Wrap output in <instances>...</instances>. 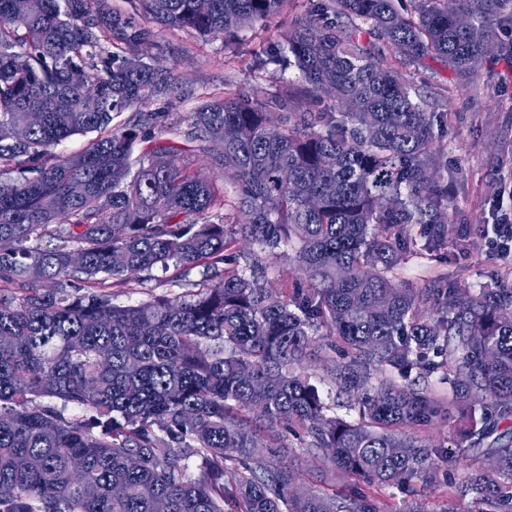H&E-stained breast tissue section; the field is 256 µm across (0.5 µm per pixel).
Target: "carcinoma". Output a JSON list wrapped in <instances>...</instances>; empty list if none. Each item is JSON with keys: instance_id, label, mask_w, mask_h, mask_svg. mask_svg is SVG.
I'll return each mask as SVG.
<instances>
[{"instance_id": "cac0c4a2", "label": "carcinoma", "mask_w": 512, "mask_h": 512, "mask_svg": "<svg viewBox=\"0 0 512 512\" xmlns=\"http://www.w3.org/2000/svg\"><path fill=\"white\" fill-rule=\"evenodd\" d=\"M287 6L0 0V512H380L358 488L298 489L285 429L331 451L324 485L409 496L444 477L448 501L512 512V286L397 274L455 242L448 113L407 70L478 76L512 0H308L254 51L298 84L150 108L178 86L145 21L230 49ZM74 135L79 153H55ZM157 266L185 291L114 302ZM308 359L358 420L327 414ZM458 415L453 455L420 437Z\"/></svg>"}]
</instances>
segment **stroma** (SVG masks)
<instances>
[{"instance_id": "obj_1", "label": "stroma", "mask_w": 512, "mask_h": 512, "mask_svg": "<svg viewBox=\"0 0 512 512\" xmlns=\"http://www.w3.org/2000/svg\"><path fill=\"white\" fill-rule=\"evenodd\" d=\"M306 9L307 0H288L286 14L273 17L265 30H239L233 53L225 50L220 39L203 44L188 31L155 29L154 42L165 48L162 64L172 68L179 86L196 91L193 98L172 100L171 111H191L210 93L261 99L275 94L281 86L279 73H252L251 52L263 40L283 44L286 20L303 15ZM414 82L430 104L448 114L443 142L448 166L456 171L457 211L451 221L461 228L462 236L447 249L413 257L402 275L420 285L441 274L474 287L492 282L512 285V255L497 256L492 249L493 225L512 220V194L486 189L487 181L496 175V131L503 125L512 126V58L495 57L465 86L444 66L431 61L415 75Z\"/></svg>"}]
</instances>
